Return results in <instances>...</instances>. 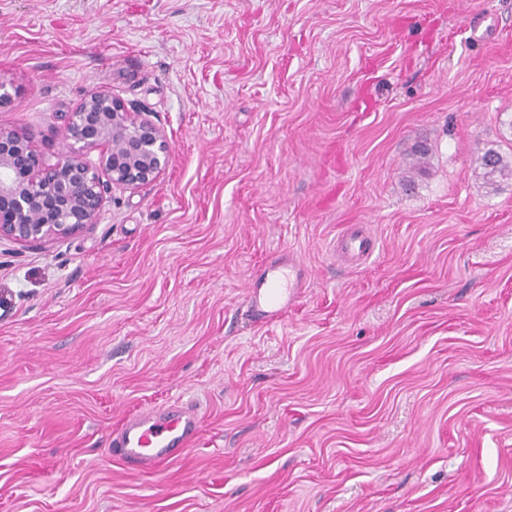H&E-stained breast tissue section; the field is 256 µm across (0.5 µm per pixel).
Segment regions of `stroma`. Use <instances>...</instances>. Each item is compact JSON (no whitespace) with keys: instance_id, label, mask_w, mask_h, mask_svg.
Instances as JSON below:
<instances>
[{"instance_id":"stroma-1","label":"stroma","mask_w":512,"mask_h":512,"mask_svg":"<svg viewBox=\"0 0 512 512\" xmlns=\"http://www.w3.org/2000/svg\"><path fill=\"white\" fill-rule=\"evenodd\" d=\"M0 77L47 158L98 88L171 146L0 251V512H512V180L476 178L512 156V0H0ZM285 253L306 286L252 323ZM181 402L177 459L112 458ZM487 157L493 158V165H489ZM478 167L481 170L478 177L488 187H497V179L512 178V159L503 155L495 148H488L479 157ZM303 288L299 263L283 254L268 264L260 278L251 279L246 290L248 312L251 317L264 322L279 320L292 305ZM199 428V415L188 406L177 404L164 413L145 411L113 434L110 452L128 468L153 471L172 459L176 449L195 442Z\"/></svg>"}]
</instances>
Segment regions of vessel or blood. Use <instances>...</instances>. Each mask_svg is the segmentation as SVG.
Masks as SVG:
<instances>
[{"label": "vessel or blood", "instance_id": "vessel-or-blood-1", "mask_svg": "<svg viewBox=\"0 0 512 512\" xmlns=\"http://www.w3.org/2000/svg\"><path fill=\"white\" fill-rule=\"evenodd\" d=\"M303 286L299 263L282 255L268 264L260 278L246 290L248 311L253 319L279 320L298 297ZM200 418L195 409L178 405L163 413L146 411L126 420L112 436L111 453L126 467L153 471L169 461L175 450L195 442Z\"/></svg>", "mask_w": 512, "mask_h": 512}]
</instances>
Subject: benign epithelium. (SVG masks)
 Here are the masks:
<instances>
[{
	"instance_id": "obj_1",
	"label": "benign epithelium",
	"mask_w": 512,
	"mask_h": 512,
	"mask_svg": "<svg viewBox=\"0 0 512 512\" xmlns=\"http://www.w3.org/2000/svg\"><path fill=\"white\" fill-rule=\"evenodd\" d=\"M62 136L51 162L26 135L0 127V244L74 236L99 223L115 190L152 183L169 162L165 128L108 89L81 98Z\"/></svg>"
}]
</instances>
